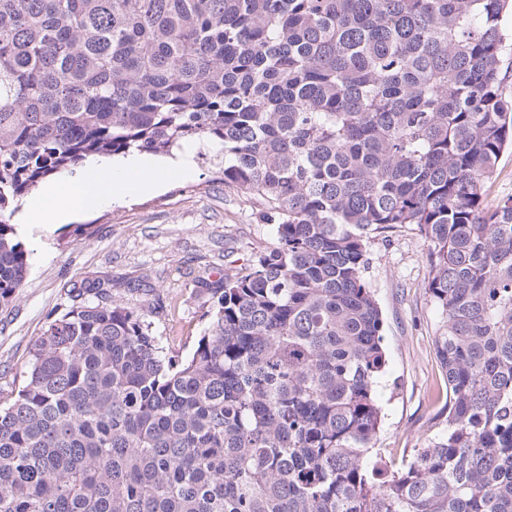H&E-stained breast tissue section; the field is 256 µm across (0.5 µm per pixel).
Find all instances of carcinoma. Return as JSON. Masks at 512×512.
I'll list each match as a JSON object with an SVG mask.
<instances>
[{"instance_id":"1","label":"carcinoma","mask_w":512,"mask_h":512,"mask_svg":"<svg viewBox=\"0 0 512 512\" xmlns=\"http://www.w3.org/2000/svg\"><path fill=\"white\" fill-rule=\"evenodd\" d=\"M512 0H0V306L10 217L93 155L224 152L277 246L201 279L167 355L98 301L48 322L0 402V512H512ZM413 225L441 311L448 434L372 460L384 321L374 234ZM486 190V201L489 204L512 196V151L507 150L500 157L496 175Z\"/></svg>"}]
</instances>
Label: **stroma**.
<instances>
[{
	"mask_svg": "<svg viewBox=\"0 0 512 512\" xmlns=\"http://www.w3.org/2000/svg\"><path fill=\"white\" fill-rule=\"evenodd\" d=\"M190 168L160 187L128 195L48 232L26 231L25 194L11 218L28 253V272L0 308V398L21 383L32 341L70 309L73 284L111 281L112 296L144 314L166 352L188 354L207 319L199 278L239 270L275 246L274 225L256 200L225 185L221 158L206 144L184 147ZM365 281L384 320L387 365L377 387L384 421L376 439L383 463L400 462L448 431V390L436 355L441 315L428 289L427 247L407 225L372 238ZM150 285L133 288L141 275Z\"/></svg>",
	"mask_w": 512,
	"mask_h": 512,
	"instance_id": "obj_1",
	"label": "stroma"
}]
</instances>
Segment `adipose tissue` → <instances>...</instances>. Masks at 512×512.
<instances>
[{"label": "adipose tissue", "mask_w": 512, "mask_h": 512, "mask_svg": "<svg viewBox=\"0 0 512 512\" xmlns=\"http://www.w3.org/2000/svg\"><path fill=\"white\" fill-rule=\"evenodd\" d=\"M129 180L124 169L110 163L92 165L62 182H48L39 203L30 208L29 223L48 229L73 215L121 197Z\"/></svg>", "instance_id": "1"}]
</instances>
